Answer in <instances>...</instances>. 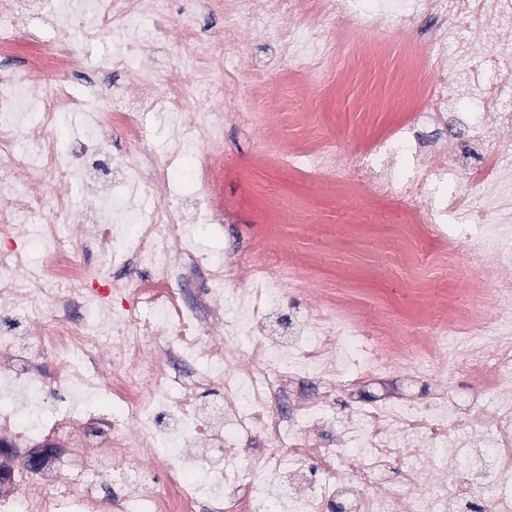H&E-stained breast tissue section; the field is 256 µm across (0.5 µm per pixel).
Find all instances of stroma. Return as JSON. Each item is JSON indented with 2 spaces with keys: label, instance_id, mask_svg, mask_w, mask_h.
I'll use <instances>...</instances> for the list:
<instances>
[{
  "label": "stroma",
  "instance_id": "35a3bbf8",
  "mask_svg": "<svg viewBox=\"0 0 512 512\" xmlns=\"http://www.w3.org/2000/svg\"><path fill=\"white\" fill-rule=\"evenodd\" d=\"M229 23L222 0H192L182 14L166 21L169 35L190 28L202 36L198 50H206V36L223 30ZM243 31L239 47L232 53V62L240 75L241 84L256 79L269 86L268 111H282L284 101L279 94L278 75L273 66L276 46L274 34L265 32L258 22L239 17ZM368 36L355 39L344 50L341 61L332 72L338 90L329 95L317 85H310L301 104L303 112L318 114L326 132L335 140L343 154H350L354 145L371 138L394 124L395 110H384L378 124L363 120L362 110L368 106L371 91L365 76L364 46ZM111 33H103L99 42L85 52V67L69 78L70 88L77 93L90 84L112 81L121 85L130 81L129 72H106L100 67L102 56L111 53ZM254 106L246 96L227 101L198 99L191 101L187 111L200 117L209 112L230 113L225 121L219 142L231 154L238 169L224 175L221 186L226 204L233 212V221L223 229L199 225L197 239L200 247L220 253L230 247L246 245L252 237L266 232L263 198L276 194L295 204V212L285 213L278 227V241L283 255L303 257L316 255V274L325 287L338 292H353L360 304H381L389 316L417 304L403 272L380 266L374 261L378 246L390 237L400 208L388 203L373 207L355 198H331L321 179L302 176L288 179L276 167H254L252 157L261 134V117L253 116ZM192 155L170 168L169 191L172 201L191 205L200 201L206 188L194 176ZM432 376L409 377L393 372L371 379L352 390L337 389L336 413L344 415L351 403H373L386 398L421 399L437 385Z\"/></svg>",
  "mask_w": 512,
  "mask_h": 512
}]
</instances>
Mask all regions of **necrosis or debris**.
<instances>
[{
  "mask_svg": "<svg viewBox=\"0 0 512 512\" xmlns=\"http://www.w3.org/2000/svg\"><path fill=\"white\" fill-rule=\"evenodd\" d=\"M49 0H0V56L24 54L33 80L0 77V446L79 451L80 465L53 480L52 460L8 472L0 512H512V0H322L318 11L290 26L302 0H229L259 19L266 31L287 32L280 79L289 101L332 68L346 45L365 32L383 40L395 23L423 17L440 25L431 41L435 81L408 62L404 112L394 129L360 142L357 177H340V151L327 137L281 149L278 128L266 124L255 159L281 156L288 171L322 177L330 191L376 205L403 189L407 202L392 231L395 247L381 262L404 271L415 294L431 298L401 318L335 299L321 288L312 264L280 260L268 238L245 253L216 256L197 244L196 227L165 200L168 167L145 150L143 115L166 113L178 130L175 153L198 148L196 176L207 187L203 208L228 220L220 179L231 158L206 149L222 114L185 120L192 97H213L214 78L234 85V72L217 52L202 51L166 74L136 81V107L113 97L97 112L95 91L73 95L67 86L42 88L36 75L80 71L84 56L57 44L94 45L109 26L122 52L112 69H126L138 40L131 22L165 21L170 0H92L99 24L61 22ZM53 32L34 45L29 28ZM191 70L193 82L182 78ZM36 105L28 123L24 109ZM84 113L93 128L119 130L131 155L122 162L126 207L137 229L107 221L111 195L98 191L94 222L76 225L67 194L48 195L50 182H86L89 164L104 153L101 140L74 142L68 157L50 132L59 113ZM452 123L466 134L428 146L418 129ZM32 148L18 150V140ZM51 220H43L44 208ZM440 242L437 257L418 253L421 225ZM481 227L477 247L460 252V237ZM37 241L47 257L32 261ZM95 253L90 264L86 253ZM462 257L474 271L468 288H442V258ZM304 299L314 310L287 335L269 330L278 300ZM365 347L351 357L345 337ZM461 369L483 397L459 413L439 385L418 401L384 400L353 407L328 436L333 392L303 393L287 414L271 407L273 380L310 378L325 384L400 370ZM107 396L117 412L94 404ZM261 431L265 452L252 456L244 436ZM160 482L140 495L133 470L141 454ZM389 465L401 492L376 487ZM206 471L207 483L187 480ZM123 477L128 492L104 497L98 486Z\"/></svg>",
  "mask_w": 512,
  "mask_h": 512,
  "instance_id": "necrosis-or-debris-1",
  "label": "necrosis or debris"
}]
</instances>
